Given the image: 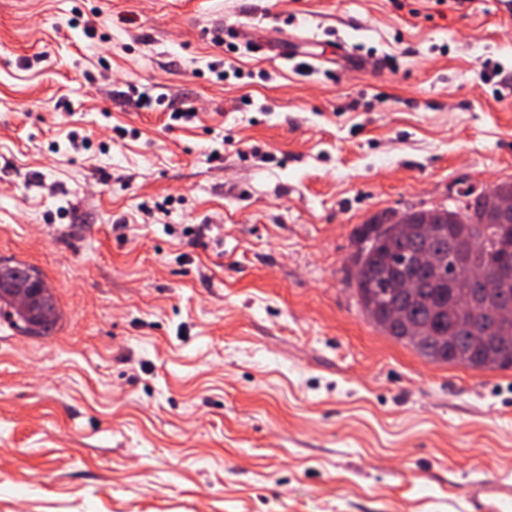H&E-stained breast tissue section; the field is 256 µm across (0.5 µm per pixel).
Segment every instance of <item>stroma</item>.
I'll return each instance as SVG.
<instances>
[{"mask_svg": "<svg viewBox=\"0 0 512 512\" xmlns=\"http://www.w3.org/2000/svg\"><path fill=\"white\" fill-rule=\"evenodd\" d=\"M505 180L512 0H0V259L59 311L0 318V512H512V369L346 276L375 215ZM11 292L5 291L3 295L0 294V305L9 309L7 315L11 319L12 326L22 330L23 332L31 325L39 328L37 336L47 335L56 325L59 319L58 307L54 296L45 304L42 311L32 317L26 311L17 307L12 301Z\"/></svg>", "mask_w": 512, "mask_h": 512, "instance_id": "35a3bbf8", "label": "stroma"}]
</instances>
